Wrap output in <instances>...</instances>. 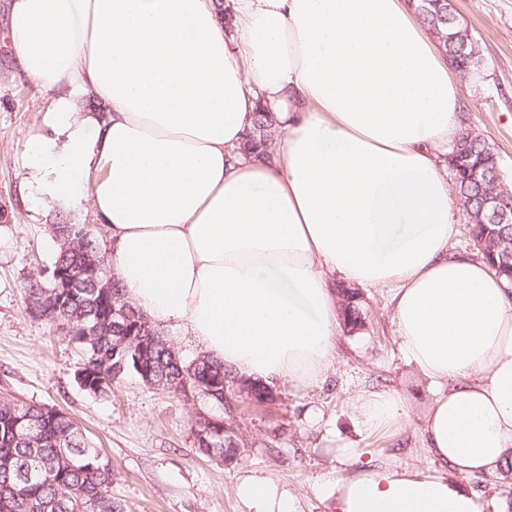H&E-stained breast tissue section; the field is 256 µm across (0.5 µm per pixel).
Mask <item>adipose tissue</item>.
I'll list each match as a JSON object with an SVG mask.
<instances>
[{"label": "adipose tissue", "mask_w": 512, "mask_h": 512, "mask_svg": "<svg viewBox=\"0 0 512 512\" xmlns=\"http://www.w3.org/2000/svg\"><path fill=\"white\" fill-rule=\"evenodd\" d=\"M7 29L20 69L58 92L25 144V196L89 207L125 300L226 368L304 388L336 363V282L386 290L433 389L430 466L319 492L334 512H481L461 480L512 460V298L450 249L458 89L407 0H14ZM262 105L278 146L242 155ZM347 406L366 431L408 417L391 387ZM235 492L293 512L265 479Z\"/></svg>", "instance_id": "1"}]
</instances>
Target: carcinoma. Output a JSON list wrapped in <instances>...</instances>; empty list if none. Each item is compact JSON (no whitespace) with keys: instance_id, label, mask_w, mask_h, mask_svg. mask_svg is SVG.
Returning a JSON list of instances; mask_svg holds the SVG:
<instances>
[{"instance_id":"1","label":"carcinoma","mask_w":512,"mask_h":512,"mask_svg":"<svg viewBox=\"0 0 512 512\" xmlns=\"http://www.w3.org/2000/svg\"><path fill=\"white\" fill-rule=\"evenodd\" d=\"M415 10L430 31L443 37L440 49L447 57L458 59L462 72L479 70L482 56L475 55L480 46L474 37L462 35L446 41L448 34L463 30L450 0L438 6L429 0H416ZM273 135L269 116L260 111L244 149L266 146ZM461 143L469 163L489 171L487 181L480 185L453 174L456 197L466 204L462 212L469 224L468 233L481 241L493 239L496 233L511 236V225L496 224L491 214L479 215L478 196L502 175L501 164L491 163L497 149L479 134H466ZM53 233L58 249L50 268L78 269L84 263V253L71 243L89 235L90 230L83 224H60ZM336 294L344 313L353 318V327H358L362 312L357 290L342 287ZM58 296L61 300L44 312L45 320L52 324L70 321L79 328L93 329L89 336L70 337L84 352L83 371L90 378L88 392L104 393L113 381L135 375L150 386L174 392L187 385L209 403L222 404L218 393L223 388L214 391L212 387L224 381V364L205 356H183L140 313L133 332L128 326L112 325L109 312L112 301L122 299L119 288H110L104 296L90 277L82 276L73 280L72 287L61 289ZM126 336L129 340L122 351L112 354V346ZM141 361L151 373L148 379L139 370ZM0 512H121V508L112 500L109 461L69 417L52 409L0 402Z\"/></svg>"}]
</instances>
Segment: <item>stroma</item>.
<instances>
[{"instance_id":"stroma-1","label":"stroma","mask_w":512,"mask_h":512,"mask_svg":"<svg viewBox=\"0 0 512 512\" xmlns=\"http://www.w3.org/2000/svg\"><path fill=\"white\" fill-rule=\"evenodd\" d=\"M460 23L478 40L482 68L457 77L463 123L497 149L512 182V0H453ZM12 0H0V401L58 410L72 419L112 467V497L122 512H250L235 485L262 476L295 500L296 512H330L315 485L339 470L336 440L351 441L359 463L425 471L428 454L421 425L433 395L426 381L401 357L386 293L362 289L364 325L343 329L339 361L323 383L298 392L276 386L278 400L265 410L240 408L241 451L232 464L199 452L193 425L216 409L150 387L129 376L103 394L76 382L82 351L68 336L26 310V289L57 250L50 226L59 216L87 225L99 241L107 232L88 208L61 212L32 208L20 187L33 173L23 161L31 134L43 131L42 116L53 92L30 80L15 62L7 36ZM390 386L406 402L401 425L362 432L346 399L360 388ZM483 512H512V467L474 477Z\"/></svg>"}]
</instances>
